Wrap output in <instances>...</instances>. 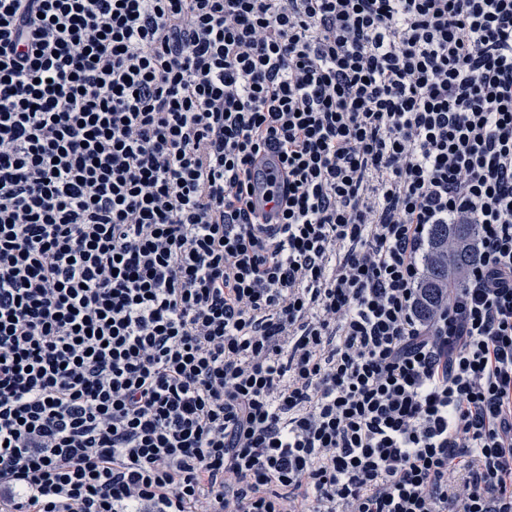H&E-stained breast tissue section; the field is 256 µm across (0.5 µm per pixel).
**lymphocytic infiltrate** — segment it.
<instances>
[{
  "label": "lymphocytic infiltrate",
  "mask_w": 512,
  "mask_h": 512,
  "mask_svg": "<svg viewBox=\"0 0 512 512\" xmlns=\"http://www.w3.org/2000/svg\"><path fill=\"white\" fill-rule=\"evenodd\" d=\"M0 512H512V0H0ZM476 230L473 224L434 225L419 287L422 293L418 310L420 319L427 320L448 289L461 284L467 268L474 261L469 242Z\"/></svg>",
  "instance_id": "lymphocytic-infiltrate-1"
}]
</instances>
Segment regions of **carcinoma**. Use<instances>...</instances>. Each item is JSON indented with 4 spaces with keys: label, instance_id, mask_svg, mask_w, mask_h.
<instances>
[{
    "label": "carcinoma",
    "instance_id": "1",
    "mask_svg": "<svg viewBox=\"0 0 512 512\" xmlns=\"http://www.w3.org/2000/svg\"><path fill=\"white\" fill-rule=\"evenodd\" d=\"M475 233L476 226L473 224L434 225L429 250L424 259L425 273L420 284V319H428L447 295L448 289L461 284L467 268L474 261L469 242Z\"/></svg>",
    "mask_w": 512,
    "mask_h": 512
}]
</instances>
